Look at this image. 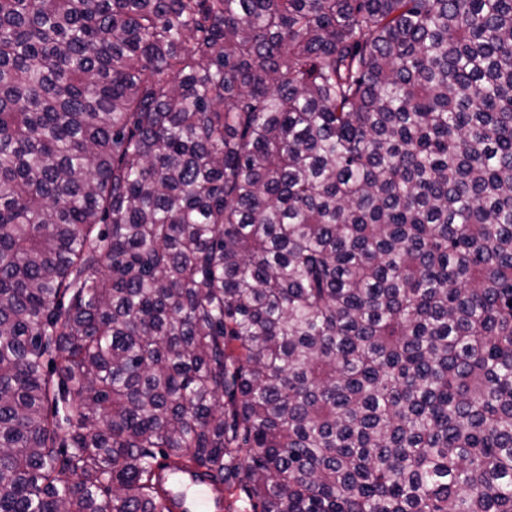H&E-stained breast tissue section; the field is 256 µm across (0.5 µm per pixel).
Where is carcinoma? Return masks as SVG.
<instances>
[{
	"mask_svg": "<svg viewBox=\"0 0 512 512\" xmlns=\"http://www.w3.org/2000/svg\"><path fill=\"white\" fill-rule=\"evenodd\" d=\"M512 512V0H0V512ZM153 483L170 512L224 511V488L202 470L164 462L155 467Z\"/></svg>",
	"mask_w": 512,
	"mask_h": 512,
	"instance_id": "cac0c4a2",
	"label": "carcinoma"
}]
</instances>
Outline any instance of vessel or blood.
<instances>
[{"label":"vessel or blood","instance_id":"vessel-or-blood-1","mask_svg":"<svg viewBox=\"0 0 512 512\" xmlns=\"http://www.w3.org/2000/svg\"><path fill=\"white\" fill-rule=\"evenodd\" d=\"M156 490L169 512H224V488L202 471L166 462L153 471Z\"/></svg>","mask_w":512,"mask_h":512}]
</instances>
